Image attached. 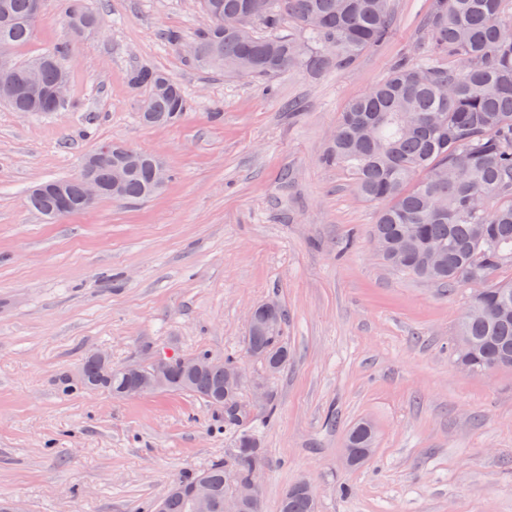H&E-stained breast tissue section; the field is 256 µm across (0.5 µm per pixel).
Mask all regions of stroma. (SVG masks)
Here are the masks:
<instances>
[{
  "instance_id": "35a3bbf8",
  "label": "stroma",
  "mask_w": 512,
  "mask_h": 512,
  "mask_svg": "<svg viewBox=\"0 0 512 512\" xmlns=\"http://www.w3.org/2000/svg\"><path fill=\"white\" fill-rule=\"evenodd\" d=\"M78 34L45 0L13 60L70 47L55 112L0 102V503L23 512H151L179 475L223 459L224 413L189 393L121 399L66 390L84 360L148 364L162 351L236 354L240 399L263 426L262 512L307 481L318 512H512V370L473 375L449 356L464 293L400 273L371 241L375 205L321 154L348 103L421 39L426 0H393L390 38L345 70L300 68L269 86L197 68L162 40H193L194 0H87ZM163 70L189 103L176 124L140 122L136 68ZM159 155L156 196L99 199L51 223L32 187L78 176L101 143ZM287 312V366L246 352L248 312ZM274 413L252 406L254 383ZM369 421L372 457L345 438ZM375 444V431L371 423L359 422L353 425L346 435V458L351 465L367 461L372 456ZM354 448H362L356 450Z\"/></svg>"
}]
</instances>
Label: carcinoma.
<instances>
[{
    "instance_id": "cac0c4a2",
    "label": "carcinoma",
    "mask_w": 512,
    "mask_h": 512,
    "mask_svg": "<svg viewBox=\"0 0 512 512\" xmlns=\"http://www.w3.org/2000/svg\"><path fill=\"white\" fill-rule=\"evenodd\" d=\"M506 0H430L425 41L418 58L400 60L363 95L352 100L336 122L321 160L343 169L354 193L382 205L373 225L375 245L384 261L401 272L430 280L450 293L468 289L460 335L468 346L450 347L453 361L465 371L484 375L512 369V11ZM67 17L97 27L98 14L84 0H62ZM208 24L196 35L201 49L196 62L207 69L270 80L295 67L310 72L351 67L364 52L391 34V0H200ZM291 22L301 35L278 30ZM36 21L29 0H0V57L29 42ZM41 73L44 87L66 75L61 58ZM457 64L448 67L442 58ZM31 62H15V112H34L27 94ZM129 84L147 91L140 120L154 127L176 123L187 110L179 83L165 72L138 68ZM112 143V159L123 158L128 174L119 201L147 199L162 188L161 162L153 154ZM62 183L73 210L84 206L82 176ZM483 200L489 208H481ZM29 205L49 222L72 210L49 196H28ZM247 346L264 366L284 368L288 347L280 331L251 333ZM84 388H107L116 395L132 375L106 374L92 357L82 364ZM166 390L188 392L224 409V432L232 448L224 460L171 482L163 502L166 512H190L189 491L207 485L213 512H224L230 492L227 475L247 481L262 464L265 448L260 431L238 419L224 398V372L206 363L192 374L174 366ZM371 423L359 422L347 432L348 448H372ZM280 512H317V503L289 487Z\"/></svg>"
}]
</instances>
